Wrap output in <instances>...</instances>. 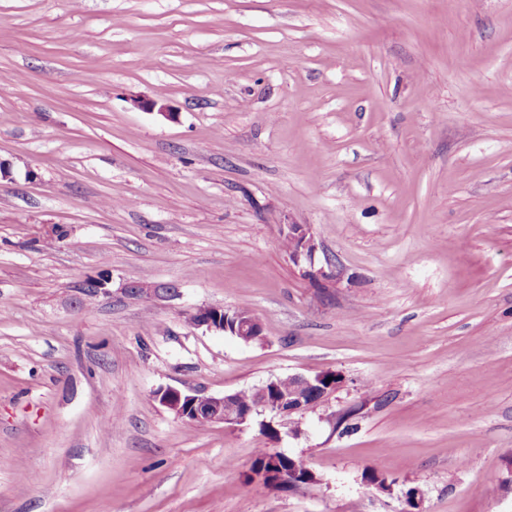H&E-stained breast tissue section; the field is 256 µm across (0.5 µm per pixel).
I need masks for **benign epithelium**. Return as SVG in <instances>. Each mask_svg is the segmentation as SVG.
<instances>
[{
    "label": "benign epithelium",
    "instance_id": "benign-epithelium-1",
    "mask_svg": "<svg viewBox=\"0 0 512 512\" xmlns=\"http://www.w3.org/2000/svg\"><path fill=\"white\" fill-rule=\"evenodd\" d=\"M283 237L292 242L288 252L293 263L303 262L314 265L317 246L310 228L304 224H289ZM124 291L137 297L171 299L178 296V288L174 284H153L140 280H126ZM193 324L198 328L218 331L238 337L245 343L263 335V326L257 319L245 320L224 309L215 307H199L193 312ZM319 374H295L289 376L288 388L280 385L279 379H272L254 388L255 400L243 405L236 393H225L221 396L200 397L175 388H163L156 392V397L171 413L178 418H187L200 425L222 423L229 427L243 425L258 416L263 429L276 424L283 425L291 421L295 415H302L317 405L314 398L326 396L329 389L321 385ZM302 461L291 459L287 467H278L277 478L283 485L297 484L296 468Z\"/></svg>",
    "mask_w": 512,
    "mask_h": 512
}]
</instances>
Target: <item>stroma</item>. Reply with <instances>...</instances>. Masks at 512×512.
Returning a JSON list of instances; mask_svg holds the SVG:
<instances>
[{
  "mask_svg": "<svg viewBox=\"0 0 512 512\" xmlns=\"http://www.w3.org/2000/svg\"><path fill=\"white\" fill-rule=\"evenodd\" d=\"M0 81V512H512V0H0ZM324 370L274 437L155 396ZM286 227L287 231L283 234L286 251L291 248V242L293 245L288 252L289 258L297 265L306 262L313 267L317 246L310 228L304 224H289ZM132 279V280H131ZM127 279L124 285V291L137 297L171 299L178 296V288L174 284H153L137 280L136 278ZM192 314L194 316L192 323L198 328L204 327L209 331L224 332L225 335L236 336L245 343L254 341L255 336H262V340H265L263 326L258 319H241L236 314L231 315L226 310L215 307H199ZM222 316L223 322H221Z\"/></svg>",
  "mask_w": 512,
  "mask_h": 512,
  "instance_id": "1",
  "label": "stroma"
}]
</instances>
